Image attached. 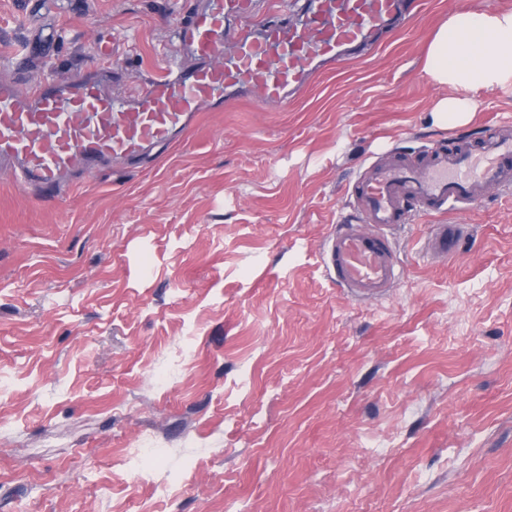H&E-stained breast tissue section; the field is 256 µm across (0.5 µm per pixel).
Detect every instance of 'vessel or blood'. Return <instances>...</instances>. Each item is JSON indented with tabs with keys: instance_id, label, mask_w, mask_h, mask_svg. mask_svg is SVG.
I'll list each match as a JSON object with an SVG mask.
<instances>
[{
	"instance_id": "obj_1",
	"label": "vessel or blood",
	"mask_w": 512,
	"mask_h": 512,
	"mask_svg": "<svg viewBox=\"0 0 512 512\" xmlns=\"http://www.w3.org/2000/svg\"><path fill=\"white\" fill-rule=\"evenodd\" d=\"M407 11V0H302L285 17L262 19L254 0H205L174 26L180 62L135 98L114 99L94 76L34 90L0 83V168L12 172L20 190L56 194L68 177L150 158L187 134L205 109L236 98L288 108L315 76L397 32ZM231 21L240 31L229 43ZM492 189L512 193V126L505 123L488 126L474 145L367 163L348 189L356 221L337 225L321 263L351 297H382L403 271L391 228L470 209ZM460 233V225H438L427 252L448 256Z\"/></svg>"
}]
</instances>
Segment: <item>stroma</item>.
<instances>
[{
	"instance_id": "35a3bbf8",
	"label": "stroma",
	"mask_w": 512,
	"mask_h": 512,
	"mask_svg": "<svg viewBox=\"0 0 512 512\" xmlns=\"http://www.w3.org/2000/svg\"><path fill=\"white\" fill-rule=\"evenodd\" d=\"M193 0H0V79L112 68L133 97ZM420 0L369 56L290 108L203 112L137 167L57 196L0 172V512H512V195L392 233L405 272L355 300L319 264L364 164L479 141L430 112ZM161 443L144 464L137 451ZM461 228V224L437 225V230L427 241L426 251L439 257H447L457 247Z\"/></svg>"
}]
</instances>
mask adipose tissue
Returning <instances> with one entry per match:
<instances>
[{"label": "adipose tissue", "instance_id": "adipose-tissue-1", "mask_svg": "<svg viewBox=\"0 0 512 512\" xmlns=\"http://www.w3.org/2000/svg\"><path fill=\"white\" fill-rule=\"evenodd\" d=\"M475 27L491 37L481 53L467 50L459 40ZM424 71L446 90L432 106L437 125L448 129L468 122L477 109V92L512 90V11L460 9L451 14L432 38Z\"/></svg>", "mask_w": 512, "mask_h": 512}]
</instances>
